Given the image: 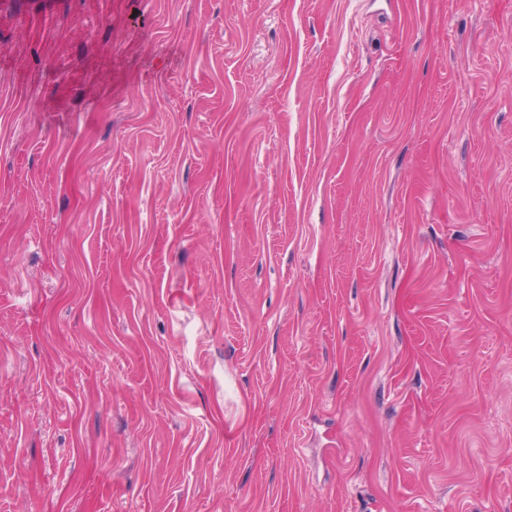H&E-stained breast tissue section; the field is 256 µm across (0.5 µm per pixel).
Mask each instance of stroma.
<instances>
[{
    "label": "stroma",
    "mask_w": 512,
    "mask_h": 512,
    "mask_svg": "<svg viewBox=\"0 0 512 512\" xmlns=\"http://www.w3.org/2000/svg\"><path fill=\"white\" fill-rule=\"evenodd\" d=\"M0 512H512V0H0Z\"/></svg>",
    "instance_id": "1"
}]
</instances>
